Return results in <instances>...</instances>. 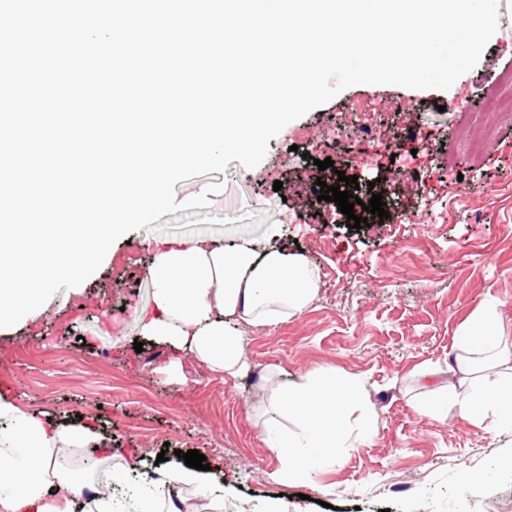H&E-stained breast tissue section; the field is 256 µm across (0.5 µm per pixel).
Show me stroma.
Listing matches in <instances>:
<instances>
[{
	"label": "stroma",
	"mask_w": 512,
	"mask_h": 512,
	"mask_svg": "<svg viewBox=\"0 0 512 512\" xmlns=\"http://www.w3.org/2000/svg\"><path fill=\"white\" fill-rule=\"evenodd\" d=\"M478 64L445 91L360 84L292 121L256 168L178 182L177 200L204 192L205 208L164 215L159 228L117 239L82 284L0 334V390L51 419L83 418L122 455L196 450L221 461L224 512L279 498L288 512H512V433L442 410L449 388L465 393L457 336L495 300L512 327V120L494 88L512 75V0ZM494 129L483 155L464 138ZM417 131L392 159L387 143ZM351 132L361 156L336 145ZM329 158L332 168L319 170ZM357 176L360 194L381 193L387 219L353 229L332 202L304 195L316 180ZM281 190H274V182ZM411 213L415 223H402ZM191 239H251L302 254L318 278L314 299L288 320L243 330L252 369L228 377L142 337L152 310V250ZM142 351H135V341ZM356 380L349 446L296 484L261 421L271 390L305 373ZM371 434H363V424ZM483 480L467 489L465 472Z\"/></svg>",
	"instance_id": "obj_1"
}]
</instances>
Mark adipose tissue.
<instances>
[{"label": "adipose tissue", "instance_id": "obj_1", "mask_svg": "<svg viewBox=\"0 0 512 512\" xmlns=\"http://www.w3.org/2000/svg\"><path fill=\"white\" fill-rule=\"evenodd\" d=\"M148 277L153 309L141 319L143 335L168 344L216 374L238 376L249 368L243 348L246 325H275L305 308L317 281L302 256L243 240L224 248L206 239L178 242L152 255ZM488 302L463 327L458 345L470 363L490 369L512 363V338ZM449 407L512 433V387L471 384L466 396L448 391ZM360 398L354 381L313 373L276 388L275 407L291 417L292 432L271 418L263 431L281 461V476L304 479L320 448L346 447L344 420ZM220 469L172 463L147 470L140 457L112 465V450L87 424H62L0 391V512H181L186 489L200 492L211 512H223Z\"/></svg>", "mask_w": 512, "mask_h": 512}]
</instances>
